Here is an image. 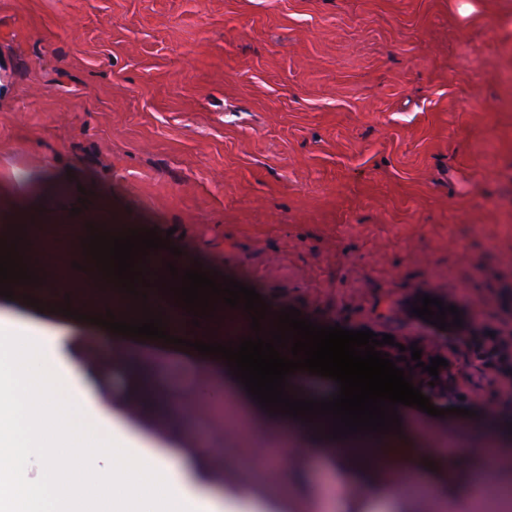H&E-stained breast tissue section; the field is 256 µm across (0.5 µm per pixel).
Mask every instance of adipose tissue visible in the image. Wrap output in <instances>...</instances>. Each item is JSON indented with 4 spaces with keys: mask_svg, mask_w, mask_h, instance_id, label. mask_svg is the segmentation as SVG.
Segmentation results:
<instances>
[{
    "mask_svg": "<svg viewBox=\"0 0 512 512\" xmlns=\"http://www.w3.org/2000/svg\"><path fill=\"white\" fill-rule=\"evenodd\" d=\"M45 336L51 350L33 355L29 340ZM146 339H114V358L130 365L135 384L129 401L151 420L164 416L167 426L180 430L196 399L175 408L170 393H156L163 376L159 361L146 360ZM98 365L88 359L79 329L0 314V512H207L216 506L211 485L200 483L196 469L208 467L211 454L186 449L182 456L126 453L127 432L99 430L85 419L93 403ZM389 444L359 448L342 441L331 448L321 441L315 454L325 460L342 491L329 502L314 487L304 492L310 512L365 499L382 502L385 512H434L436 490L451 476L449 469L430 474L429 486L417 485L413 471L397 472ZM401 477L402 492L389 488Z\"/></svg>",
    "mask_w": 512,
    "mask_h": 512,
    "instance_id": "obj_1",
    "label": "adipose tissue"
}]
</instances>
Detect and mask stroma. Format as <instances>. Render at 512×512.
Returning <instances> with one entry per match:
<instances>
[{"label": "stroma", "instance_id": "obj_1", "mask_svg": "<svg viewBox=\"0 0 512 512\" xmlns=\"http://www.w3.org/2000/svg\"><path fill=\"white\" fill-rule=\"evenodd\" d=\"M1 224L80 229L41 271L57 311L0 296L1 312L105 313L88 227L153 228L178 270L221 272L272 310L422 350L440 338L467 415L398 414L467 433L512 409V372L450 343L512 335V0H0ZM422 294L462 326L414 316ZM85 329L106 359L112 331ZM127 385L107 361L88 419L120 424ZM221 445L203 415L181 439L140 424L129 451ZM295 474L279 467L254 505L225 471V512H307Z\"/></svg>", "mask_w": 512, "mask_h": 512}]
</instances>
